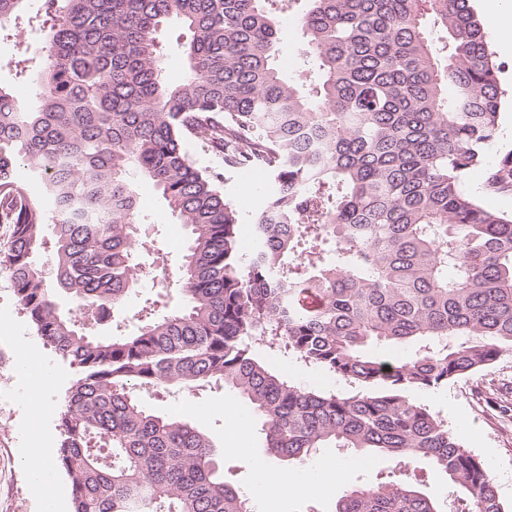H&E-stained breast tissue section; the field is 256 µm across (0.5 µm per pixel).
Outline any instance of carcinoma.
Masks as SVG:
<instances>
[{"label":"carcinoma","mask_w":512,"mask_h":512,"mask_svg":"<svg viewBox=\"0 0 512 512\" xmlns=\"http://www.w3.org/2000/svg\"><path fill=\"white\" fill-rule=\"evenodd\" d=\"M25 2L0 0V36L35 25L43 38L36 106L0 88V269L35 336L78 368L55 458L72 512H254L209 434L138 396L218 384L262 421L275 458L424 460L460 493L456 512H504L483 462L412 397L512 353V214L463 189L498 138L503 95L473 0H306L307 85L279 73L266 0H45L35 15ZM172 20L187 31L177 83L159 49ZM191 143L219 166L197 167ZM242 166L271 178L247 258L221 190ZM139 176L188 232L180 305L157 318L146 299L136 331L99 336L144 274L166 272L162 255L138 261L154 248ZM489 186L512 190V151ZM257 337L362 391L289 382ZM418 485L415 473L360 485L334 512H445Z\"/></svg>","instance_id":"obj_1"}]
</instances>
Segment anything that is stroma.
<instances>
[{
  "mask_svg": "<svg viewBox=\"0 0 512 512\" xmlns=\"http://www.w3.org/2000/svg\"><path fill=\"white\" fill-rule=\"evenodd\" d=\"M279 19L287 36L281 44L277 66L285 79L307 83L313 74V63L300 49L296 12L291 9L280 13ZM42 47L40 35L31 29L23 30L16 39L0 37V88L13 94L32 93L29 79L16 76L13 61L21 54L40 57ZM498 61L502 66L500 84L507 92L499 113L500 136L489 150L486 164L467 172L463 188L478 196L485 208L512 214V193L488 187L492 167L512 150V57L502 55ZM268 182L261 170L240 169L225 172L221 188L227 198L240 205L247 218L265 200ZM137 193L148 233L161 248L169 268H177L186 247L184 226L175 222L151 181L139 180ZM22 340L36 351L35 359L25 367L20 365L16 352ZM263 356L273 370L304 388L342 396L359 391L358 384L306 364L293 354L267 349ZM76 375V369L63 364L35 336L18 310L5 272L0 270V512H45L43 502L33 492L23 458L31 448L57 451L58 414ZM141 398L154 412L178 415L207 431L224 457L225 480L249 497L257 512H263L268 499L265 482L237 453V438L224 418L225 402H235L239 412L249 419L245 435L249 447L256 454H263L261 424L239 395L218 385L204 388L193 399L175 389L162 395L145 391ZM415 398L445 420L463 448L482 460L496 481L505 512H512V355L501 356L485 370L450 380L438 390L416 393ZM339 457L348 463L340 485L288 498L281 512H332L342 491L370 482L378 473L393 467L392 461L384 457L369 458L362 465L356 461V452L342 453L334 448L321 449L318 456L303 462L288 464L272 458L268 467L273 473L286 468L303 475L323 461Z\"/></svg>",
  "mask_w": 512,
  "mask_h": 512,
  "instance_id": "35a3bbf8",
  "label": "stroma"
}]
</instances>
